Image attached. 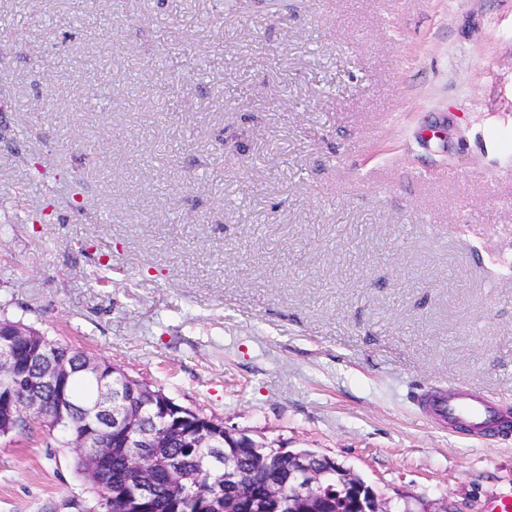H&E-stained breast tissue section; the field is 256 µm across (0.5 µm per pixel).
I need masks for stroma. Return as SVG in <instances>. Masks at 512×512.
I'll use <instances>...</instances> for the list:
<instances>
[{
    "label": "stroma",
    "mask_w": 512,
    "mask_h": 512,
    "mask_svg": "<svg viewBox=\"0 0 512 512\" xmlns=\"http://www.w3.org/2000/svg\"><path fill=\"white\" fill-rule=\"evenodd\" d=\"M0 319L353 470L486 512L512 438V0H0ZM0 438V512H88ZM420 400L426 415H436L448 423L449 429H461L470 437L483 440H506L510 437V415L507 407L483 393L466 388L448 389V400Z\"/></svg>",
    "instance_id": "obj_1"
}]
</instances>
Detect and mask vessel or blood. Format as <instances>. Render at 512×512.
<instances>
[{
    "instance_id": "b4317fda",
    "label": "vessel or blood",
    "mask_w": 512,
    "mask_h": 512,
    "mask_svg": "<svg viewBox=\"0 0 512 512\" xmlns=\"http://www.w3.org/2000/svg\"><path fill=\"white\" fill-rule=\"evenodd\" d=\"M425 414L443 418L449 428L461 429L469 436L489 440L512 437V411L483 393L453 388L447 399L422 402Z\"/></svg>"
}]
</instances>
